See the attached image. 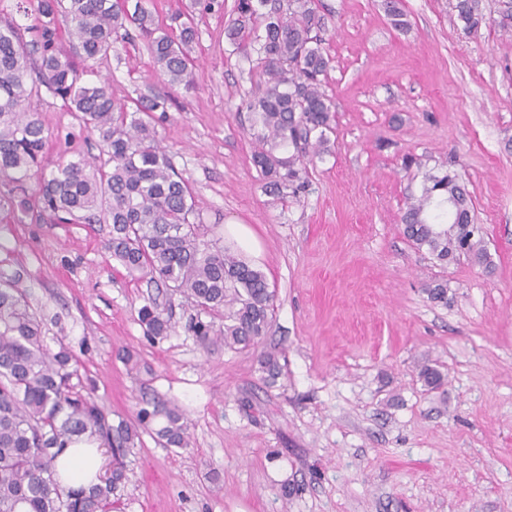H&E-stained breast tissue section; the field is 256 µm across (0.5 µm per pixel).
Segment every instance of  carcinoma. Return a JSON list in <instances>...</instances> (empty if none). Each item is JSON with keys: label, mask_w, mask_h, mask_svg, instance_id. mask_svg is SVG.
Returning a JSON list of instances; mask_svg holds the SVG:
<instances>
[{"label": "carcinoma", "mask_w": 512, "mask_h": 512, "mask_svg": "<svg viewBox=\"0 0 512 512\" xmlns=\"http://www.w3.org/2000/svg\"><path fill=\"white\" fill-rule=\"evenodd\" d=\"M391 24L408 27L400 0H384ZM462 30L474 33L486 22L483 0H455ZM237 18L224 34L237 48L257 54L259 93L246 109L253 114V163L266 193L297 198L308 187L310 153L327 148L332 102L322 89L331 59L322 47V16L313 0H286L264 14L263 33L252 28L254 0H238ZM72 30L73 48L85 62L107 56L113 37L133 25L147 39L157 70L172 88H196L188 46L192 23L174 34L155 21L141 2L123 0H39L31 39L12 23L0 25V208H30L26 182L38 176L35 200L50 218L112 225L104 244L113 259L136 279H146L191 300L200 311L224 312V322L198 319L190 329L208 349L256 346L271 327L275 290L265 274L230 249L203 238L194 196L154 135V113L165 100L140 97L135 108L119 106L105 84L81 80L59 46L58 26ZM498 27L512 33V0H501ZM71 102L84 125L98 136L104 163L84 159L41 167L48 134L33 109L41 87ZM404 235L443 264L465 256L485 267L490 256L473 223L472 203L459 177L446 173L410 201L402 216ZM22 271L0 269V512H111L112 496L126 479L123 458L140 433L150 432L165 447L189 445L183 411L163 400L145 403L135 418L114 421L76 390L78 360L64 343L52 353L43 319L17 288ZM138 321L152 338L171 331L170 317L151 301ZM264 380L281 375L278 358L259 355ZM419 377L429 389L443 384L439 370L424 365ZM94 438L112 455L109 475L87 487L61 483L56 462L74 441Z\"/></svg>", "instance_id": "obj_1"}]
</instances>
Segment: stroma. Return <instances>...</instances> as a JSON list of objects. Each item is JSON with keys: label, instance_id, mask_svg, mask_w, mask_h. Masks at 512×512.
<instances>
[{"label": "stroma", "instance_id": "obj_1", "mask_svg": "<svg viewBox=\"0 0 512 512\" xmlns=\"http://www.w3.org/2000/svg\"><path fill=\"white\" fill-rule=\"evenodd\" d=\"M453 3L402 0V32L383 0H315L335 120L297 200H273L252 162L242 103L256 76L224 36L236 0L206 11L150 0L163 23L194 17L195 91L168 89L135 31L94 68L79 65L118 104L166 97L156 139L194 195L202 234L235 249L226 221L249 224L261 252L245 259L276 290L258 348L206 350L182 296L130 280L105 251L111 225L0 209V261L23 269L18 287L48 347L61 335L76 355L80 392L113 416L161 399L188 420L182 449L141 433L116 512H512V37L494 23L498 0H484L488 22L474 34ZM33 106L48 132L45 170L98 157L68 102L45 89ZM406 155L421 168L405 169ZM447 171L472 196L492 270L440 264L403 234L426 174ZM435 280L447 303L428 299ZM151 299L172 317L168 336L148 338L138 321ZM263 351L279 355L276 383L259 370ZM426 364L444 375L441 389L425 391Z\"/></svg>", "mask_w": 512, "mask_h": 512}]
</instances>
